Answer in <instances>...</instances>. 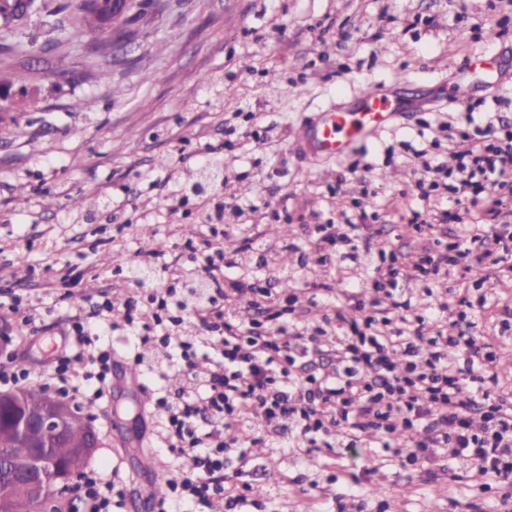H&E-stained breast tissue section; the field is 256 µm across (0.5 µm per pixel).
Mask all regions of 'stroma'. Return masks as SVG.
<instances>
[{
	"instance_id": "stroma-1",
	"label": "stroma",
	"mask_w": 512,
	"mask_h": 512,
	"mask_svg": "<svg viewBox=\"0 0 512 512\" xmlns=\"http://www.w3.org/2000/svg\"><path fill=\"white\" fill-rule=\"evenodd\" d=\"M126 30V55L107 79L80 43L41 58L0 54V78L30 93L18 122L0 125V302H38L30 330L0 321L9 338L0 364L22 351L49 359L64 320L97 323L98 301L145 298L120 268L151 240L166 262L185 266L216 225L236 274L260 275L275 291L290 283L301 318L340 309L352 321L360 304L386 300L361 285L367 250L398 249L410 265L477 221L484 239L473 252L484 263L411 283V306L447 303L451 333L497 352L493 394L512 400V188L480 176L463 193L442 188L426 200L413 191L426 158L454 166L459 132L494 139L491 114L512 125V68L499 86L476 81L466 109L450 95L476 55L512 46V0H180L160 14L146 8ZM148 70L159 80L145 81ZM370 80L391 87L399 115L390 125L339 160L292 148L299 126L333 104L357 107ZM210 160L221 161L222 178L181 204L178 190ZM76 194L98 202L94 220L60 223V205ZM494 199L506 204L497 216L488 212ZM418 214L431 230L416 232ZM190 224L195 234H185ZM321 224L349 238L327 246L322 263L306 246ZM258 227L263 249L250 243ZM347 276L358 286L351 300ZM127 336L115 310L106 340L138 362L140 385L114 365L108 399L90 411L98 446L87 466L119 494L112 512H132L129 474L141 442L158 436V417L139 401L192 389L212 368L194 328L184 333L198 352L192 377L169 348H132ZM240 470L253 490L235 512H512V500L481 491L470 466L440 448L407 472L383 449L350 448L340 434L312 448L256 429L242 454L227 457L226 475Z\"/></svg>"
}]
</instances>
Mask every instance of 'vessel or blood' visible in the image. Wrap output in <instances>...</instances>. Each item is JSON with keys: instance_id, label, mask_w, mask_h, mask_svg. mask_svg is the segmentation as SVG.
I'll use <instances>...</instances> for the list:
<instances>
[{"instance_id": "1", "label": "vessel or blood", "mask_w": 512, "mask_h": 512, "mask_svg": "<svg viewBox=\"0 0 512 512\" xmlns=\"http://www.w3.org/2000/svg\"><path fill=\"white\" fill-rule=\"evenodd\" d=\"M362 103L350 112L330 111L324 113L318 128L303 129L300 140L309 142L319 153L333 159L345 157L353 142L358 141L372 130L381 129L391 123L396 107L379 83L365 86L361 92ZM135 489L145 505H153L156 489L162 476L151 452H142L138 457Z\"/></svg>"}]
</instances>
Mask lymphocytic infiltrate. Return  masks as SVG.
<instances>
[{"label": "lymphocytic infiltrate", "mask_w": 512, "mask_h": 512, "mask_svg": "<svg viewBox=\"0 0 512 512\" xmlns=\"http://www.w3.org/2000/svg\"><path fill=\"white\" fill-rule=\"evenodd\" d=\"M504 147L480 148L462 138L457 160L472 158L480 173L506 177L512 171V126L501 129ZM481 233L449 243L448 253L398 272L375 265L372 285L386 288L387 316L370 312L362 326L352 327L338 343L322 339L307 325L283 320L282 307L298 298L283 296L253 282L225 278L223 286H205L188 313L192 319H223L225 302L246 303L255 314L245 324L225 322L213 340L214 365L190 396L159 398L165 413L164 439L177 453L180 467L168 480L173 502L208 503L225 496L235 508L239 496L224 493V457L241 446V423L253 419L263 433H281L292 419L305 438L337 429L350 446L377 441L393 449L401 466H421L430 449H446L450 459L467 461L480 486L505 485L512 479V404H478L476 396L495 382L494 356L474 337L452 336L443 307L410 316L403 281L438 272L449 255L465 258ZM67 346L89 354L95 368V397L108 389L112 353L100 349L99 334L80 316L67 320ZM31 366L14 358L0 365V383L22 386L40 378L69 377L70 356ZM336 362L333 371L311 373L307 367L323 356ZM472 383L474 396L463 394ZM479 419H472L473 408Z\"/></svg>", "instance_id": "f902f5d3"}]
</instances>
